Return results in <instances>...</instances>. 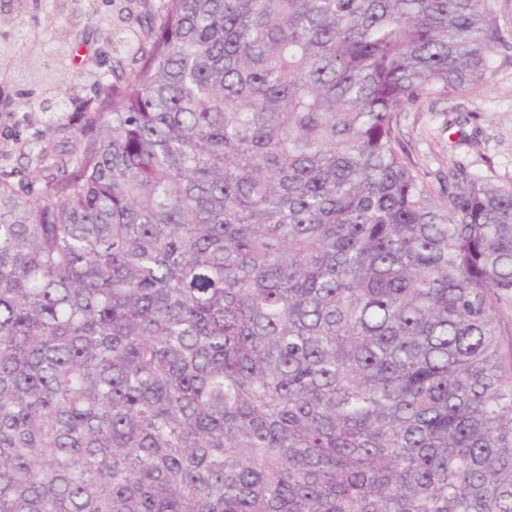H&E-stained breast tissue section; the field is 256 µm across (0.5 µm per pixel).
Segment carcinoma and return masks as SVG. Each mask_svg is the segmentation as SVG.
Here are the masks:
<instances>
[{
	"mask_svg": "<svg viewBox=\"0 0 512 512\" xmlns=\"http://www.w3.org/2000/svg\"><path fill=\"white\" fill-rule=\"evenodd\" d=\"M503 8L164 0L77 147L0 168V512H512V185L400 127ZM497 317L500 322L501 352L506 365H512V295L502 298L497 305Z\"/></svg>",
	"mask_w": 512,
	"mask_h": 512,
	"instance_id": "carcinoma-1",
	"label": "carcinoma"
}]
</instances>
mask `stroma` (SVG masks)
I'll use <instances>...</instances> for the list:
<instances>
[{"label": "stroma", "mask_w": 512, "mask_h": 512, "mask_svg": "<svg viewBox=\"0 0 512 512\" xmlns=\"http://www.w3.org/2000/svg\"><path fill=\"white\" fill-rule=\"evenodd\" d=\"M110 11L109 0H68L64 12L58 11L56 0H0V44L14 42L20 31L36 45L69 35L67 74L77 96L66 111H35L43 88L20 82L10 69L0 67V140L9 142L0 152L1 167L20 165L22 155L36 146L55 152L74 149L71 113L82 100L98 96L95 72L126 54L121 43L106 42L98 33L99 19ZM401 128L412 159L430 180L461 163L493 182L512 184V47L499 52L479 93L437 102L429 110H408L401 115Z\"/></svg>", "instance_id": "1"}]
</instances>
